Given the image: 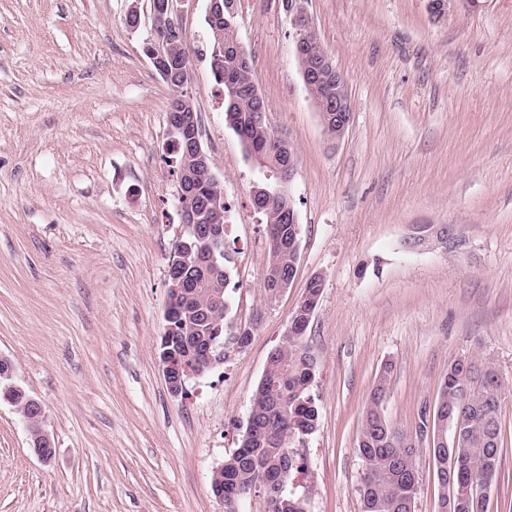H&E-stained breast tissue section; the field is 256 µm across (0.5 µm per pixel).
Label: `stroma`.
<instances>
[{
	"mask_svg": "<svg viewBox=\"0 0 512 512\" xmlns=\"http://www.w3.org/2000/svg\"><path fill=\"white\" fill-rule=\"evenodd\" d=\"M0 0V356L41 402L55 455L39 459L0 399V512H224L213 468L240 444L253 393L310 279L322 292L305 341L317 361L316 430L294 484L308 512H361L357 441L380 409L414 430L449 364L502 377L504 442L488 512H512V0H308L351 104L326 134L298 65L285 0L237 8L268 124L298 158L300 225L289 288L268 300L269 243L252 204L261 175L227 125L203 55L208 0L179 19L202 146L224 186L234 252L224 359L172 397L157 354L178 241L162 157L172 91L142 51L147 0ZM416 224L448 247L411 248ZM414 512H438L429 443ZM452 229L450 227L438 226L431 228V226H420L416 227L414 234L411 238L414 240L412 244L414 248L422 246L432 241H436L440 244H447L451 238Z\"/></svg>",
	"mask_w": 512,
	"mask_h": 512,
	"instance_id": "obj_1",
	"label": "stroma"
}]
</instances>
